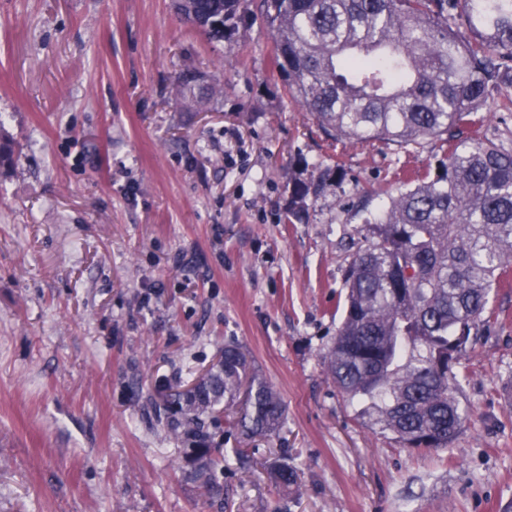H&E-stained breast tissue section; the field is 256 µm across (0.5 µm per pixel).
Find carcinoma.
I'll return each mask as SVG.
<instances>
[{
  "label": "carcinoma",
  "mask_w": 512,
  "mask_h": 512,
  "mask_svg": "<svg viewBox=\"0 0 512 512\" xmlns=\"http://www.w3.org/2000/svg\"><path fill=\"white\" fill-rule=\"evenodd\" d=\"M247 2L271 34L272 69L327 137L445 146L438 167L406 174L405 190L366 216L324 364L336 388L404 446L446 448L463 421L454 365L512 271V150L484 132L491 98L512 107V0H183L176 13L231 42ZM171 92L192 112L217 96L216 85L182 75ZM301 165L289 177L291 224L307 221L308 201L330 186L331 169ZM239 397L242 407L221 416ZM162 406L166 426L188 442L196 479L215 494L212 430L271 436L285 416L279 392L250 374L233 342L195 388ZM271 477L286 492L297 471L275 462Z\"/></svg>",
  "instance_id": "carcinoma-1"
}]
</instances>
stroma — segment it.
I'll return each mask as SVG.
<instances>
[{"instance_id": "35a3bbf8", "label": "stroma", "mask_w": 512, "mask_h": 512, "mask_svg": "<svg viewBox=\"0 0 512 512\" xmlns=\"http://www.w3.org/2000/svg\"><path fill=\"white\" fill-rule=\"evenodd\" d=\"M271 54L249 14L216 43L172 0H0V128L19 154L0 174V512H512V280L455 368L466 418L448 447H404L322 364L357 186L397 191L440 142L326 140ZM190 69L222 87L209 111L170 93ZM303 159L347 174L291 224ZM228 341L286 412L272 438L216 433V504L149 410ZM271 477L274 484L282 491L288 492V489L297 482V471L288 462H275L271 465Z\"/></svg>"}]
</instances>
